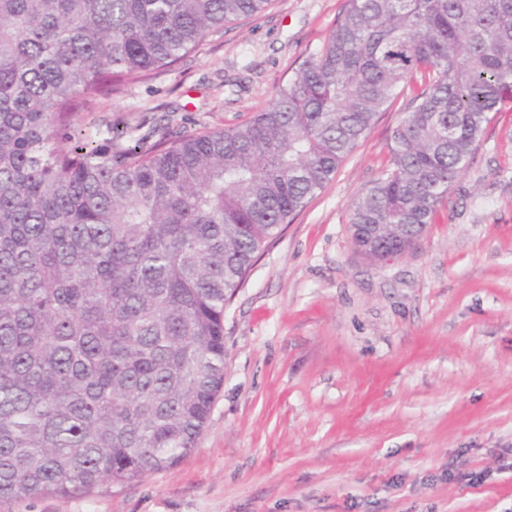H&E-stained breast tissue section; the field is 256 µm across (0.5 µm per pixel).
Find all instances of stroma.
Returning <instances> with one entry per match:
<instances>
[{
  "instance_id": "1",
  "label": "stroma",
  "mask_w": 512,
  "mask_h": 512,
  "mask_svg": "<svg viewBox=\"0 0 512 512\" xmlns=\"http://www.w3.org/2000/svg\"><path fill=\"white\" fill-rule=\"evenodd\" d=\"M344 5L272 0L95 116L174 135L245 123ZM401 117L380 114L225 303L224 384L191 453L0 512H512V103L417 244L372 262L350 205Z\"/></svg>"
}]
</instances>
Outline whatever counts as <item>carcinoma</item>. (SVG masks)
<instances>
[{
  "label": "carcinoma",
  "instance_id": "carcinoma-1",
  "mask_svg": "<svg viewBox=\"0 0 512 512\" xmlns=\"http://www.w3.org/2000/svg\"><path fill=\"white\" fill-rule=\"evenodd\" d=\"M270 0H0V500L136 481L196 447L224 303L409 81L351 204L404 253L512 98V0H346L265 108L171 136L91 118Z\"/></svg>",
  "mask_w": 512,
  "mask_h": 512
}]
</instances>
